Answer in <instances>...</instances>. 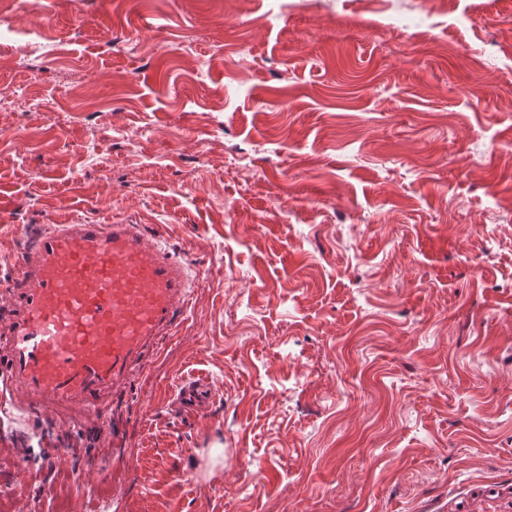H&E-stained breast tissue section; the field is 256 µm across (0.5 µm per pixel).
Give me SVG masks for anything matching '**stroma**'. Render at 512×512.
<instances>
[{
    "label": "stroma",
    "mask_w": 512,
    "mask_h": 512,
    "mask_svg": "<svg viewBox=\"0 0 512 512\" xmlns=\"http://www.w3.org/2000/svg\"><path fill=\"white\" fill-rule=\"evenodd\" d=\"M0 56V283L77 221L198 274L121 457L0 378V512H512V0H0ZM211 387L205 380H197L183 386L178 400L183 408L195 415H204L211 397Z\"/></svg>",
    "instance_id": "1"
}]
</instances>
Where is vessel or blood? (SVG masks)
I'll list each match as a JSON object with an SVG mask.
<instances>
[{"label": "vessel or blood", "mask_w": 512, "mask_h": 512, "mask_svg": "<svg viewBox=\"0 0 512 512\" xmlns=\"http://www.w3.org/2000/svg\"><path fill=\"white\" fill-rule=\"evenodd\" d=\"M197 277L138 224H48L21 251L0 367L25 415L80 412L85 428L119 434L108 410L189 305ZM205 380L183 386L204 415Z\"/></svg>", "instance_id": "b4317fda"}]
</instances>
